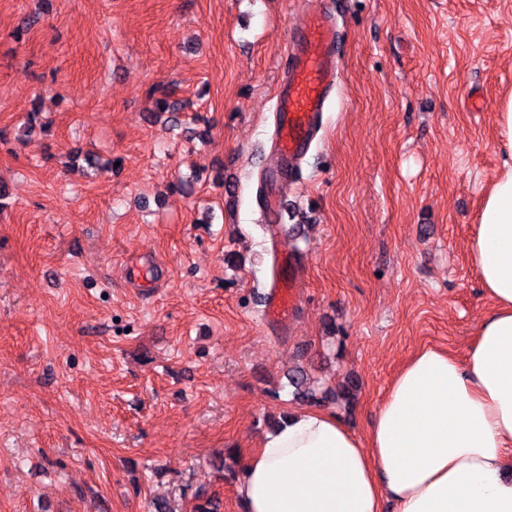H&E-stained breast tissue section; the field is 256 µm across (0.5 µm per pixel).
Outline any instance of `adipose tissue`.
<instances>
[{
  "mask_svg": "<svg viewBox=\"0 0 512 512\" xmlns=\"http://www.w3.org/2000/svg\"><path fill=\"white\" fill-rule=\"evenodd\" d=\"M472 245L492 306L464 355L402 365L365 435L291 411L241 460L245 512H512V96Z\"/></svg>",
  "mask_w": 512,
  "mask_h": 512,
  "instance_id": "obj_1",
  "label": "adipose tissue"
}]
</instances>
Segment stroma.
<instances>
[{
    "mask_svg": "<svg viewBox=\"0 0 512 512\" xmlns=\"http://www.w3.org/2000/svg\"><path fill=\"white\" fill-rule=\"evenodd\" d=\"M307 2L0 0V512H243L292 368L353 380L323 409L361 435L411 355L472 342L512 0H323L343 70L281 192L284 325L259 179ZM299 253L297 251L283 250L280 252L279 260L283 269V275L274 280L268 289L262 293L263 312L267 317L280 320L288 324L297 300L300 286L293 277V269L297 264ZM288 268V278L285 274Z\"/></svg>",
    "mask_w": 512,
    "mask_h": 512,
    "instance_id": "1",
    "label": "stroma"
}]
</instances>
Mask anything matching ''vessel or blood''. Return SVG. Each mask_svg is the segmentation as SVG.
I'll return each mask as SVG.
<instances>
[{"instance_id": "1", "label": "vessel or blood", "mask_w": 512, "mask_h": 512, "mask_svg": "<svg viewBox=\"0 0 512 512\" xmlns=\"http://www.w3.org/2000/svg\"><path fill=\"white\" fill-rule=\"evenodd\" d=\"M290 70L278 85L273 104V149L277 163L271 184L294 173L319 129L340 70L336 18L327 9H305L297 16L289 53ZM294 278L280 277L263 293L266 316L288 322L297 300Z\"/></svg>"}]
</instances>
